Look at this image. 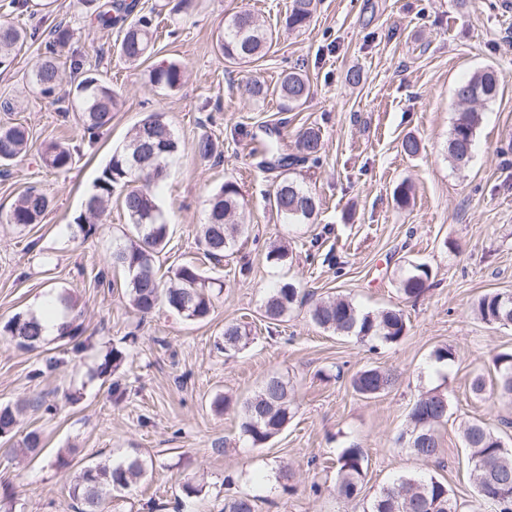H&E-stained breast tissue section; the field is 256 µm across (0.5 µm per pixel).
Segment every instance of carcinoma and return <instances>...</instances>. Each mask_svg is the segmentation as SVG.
Masks as SVG:
<instances>
[{
	"label": "carcinoma",
	"mask_w": 512,
	"mask_h": 512,
	"mask_svg": "<svg viewBox=\"0 0 512 512\" xmlns=\"http://www.w3.org/2000/svg\"><path fill=\"white\" fill-rule=\"evenodd\" d=\"M92 10L94 19L104 28L120 26L117 52L131 67H138L151 57L155 37L152 18L147 15L132 17L136 0H83ZM316 0H290L285 25L292 31H302L313 18ZM27 39V32L7 21L0 23V69L11 67L16 50ZM272 31L258 16L249 12L236 13L227 26L218 31L216 48L231 64L248 65L267 53L272 44ZM73 32L60 24L51 32V56L45 58L29 75L30 84L45 98L55 96L63 81L61 71L52 54L58 48H70V68L79 76L71 85V109L77 113L84 130L96 136L112 124L113 113L119 111L122 100L118 92L102 82L90 69L84 68L83 55L72 48ZM184 72L176 62L162 63L150 71L151 82L164 90H177L183 84ZM504 77L491 66L474 72L454 88V97L461 105L453 122L447 143L448 160L457 170L465 169L472 161L477 130L482 113L474 103H488L500 93ZM244 92L256 101L268 97L278 100L283 112L299 108L310 94L306 76L292 70L281 75L269 86L259 80L245 84ZM179 142L157 112L144 114L128 131L121 148L113 152L96 182V191L89 196L86 209L77 221L80 231L89 236L95 231L112 197H117L129 218V231L123 241L112 250V265L127 274V294L130 304L141 315L151 314L165 307L191 321L207 319L214 307L213 282L200 268L188 263L178 267L168 280L159 277L154 254L168 243L169 224L156 199V189L163 179L158 163H168L177 153ZM324 149L319 130L309 127L296 141L297 154H285L272 144L262 151L271 155V165L280 170L271 207L287 224L314 222L320 209V199L304 182L295 179L290 169L299 160L319 162ZM28 151L25 130L19 126L0 125V164L24 156ZM76 147L56 141L44 144L41 161L49 169L67 172ZM49 193L29 189L20 194L6 215L9 224L25 227L38 224L50 210ZM241 191L237 183L226 181L208 200L207 221L201 225L200 244L204 257L216 264L224 260V253L232 249L245 225L238 222ZM431 271L424 263L411 265L401 281V291L407 297H419L427 288ZM69 321L61 338L73 339L84 331L80 322L82 311L72 295L58 296ZM302 303L301 289L284 283L272 290L263 309L264 317L279 321L296 305ZM477 316L485 323L498 324L506 317L512 320V303H504L499 294L488 293L475 304ZM311 321L319 328L336 334L353 336L361 342L396 343L405 335L407 324L397 309L363 312L350 300L336 297L316 302L310 309ZM0 336H8L16 346L27 351L45 343L43 328L33 313L17 314L0 329ZM248 333L239 324L224 327V350H238L246 344ZM494 377L486 380L474 376L469 384L472 395L482 398L491 391L498 398L512 402V352H500L492 357ZM395 377L388 371L366 368L351 378L353 390L370 399L388 389ZM293 400L287 383L279 377L269 378L262 389L247 399L242 406L240 435L253 448H258L276 437L293 417ZM448 395L432 389L420 395L408 415V425L397 437V442L421 440L410 452L424 461L439 458L441 441L439 429L448 421ZM21 409L6 405L0 407V438L12 435ZM464 448L468 451L479 504H493L498 512H512V445L490 426L480 420H468L461 425ZM365 456L359 448H345L336 457L338 496L352 501L357 497L364 474ZM145 475L143 461L131 457L117 466L96 464L84 468L71 489L76 512H103L105 501L112 492L125 490ZM366 512H458L457 501L448 485L431 474H401L383 486L366 507Z\"/></svg>",
	"instance_id": "1"
}]
</instances>
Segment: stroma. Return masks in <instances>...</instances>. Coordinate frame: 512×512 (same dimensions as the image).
Returning a JSON list of instances; mask_svg holds the SVG:
<instances>
[{
    "mask_svg": "<svg viewBox=\"0 0 512 512\" xmlns=\"http://www.w3.org/2000/svg\"><path fill=\"white\" fill-rule=\"evenodd\" d=\"M0 20L34 31L12 66L0 74V124L22 125L30 151L0 173V325L35 310L46 298L69 292L83 308L84 332L70 344L46 341L26 351L0 336V404L34 401L8 447L0 448V512H74L69 489L84 467L116 465L140 457L146 475L106 503L105 512H222L228 501L249 497L255 512H362L393 476L427 472L448 484L459 512H495L476 505L460 424L481 420L512 443V403L478 399L474 375L492 377L491 357L512 352V327L487 324L473 304L487 293H512V0H319L310 26L288 31L289 0H137L138 11L160 24L149 63L132 68L117 56L118 30L86 17L78 0L52 7L5 9ZM249 10L273 33L267 54L247 67L224 60L214 45L220 22ZM75 31L85 64L97 69L122 96L111 127L89 138L67 112L66 88L55 97L33 92L28 75L46 52L58 23ZM175 61L185 80L176 91L154 86L152 66ZM505 82L498 98L481 105L482 122L468 168L452 167L446 143L458 106L455 85L484 66ZM302 70L311 94L284 112L275 98L253 101L240 92L258 79L275 84ZM362 74L346 82L348 70ZM162 112L180 142L158 203L169 241L154 257L159 274L186 263L202 265L223 283L208 320L192 322L157 309L140 316L112 270V247L127 217L111 203L91 236L76 219L113 150L143 112ZM320 130L318 163L301 162L299 180L321 205L311 224L283 223L269 196L279 178L256 152L265 138L296 151L305 128ZM223 146L222 157L195 152L201 134ZM420 142L404 154L406 136ZM58 140L76 145L70 171L43 167L39 151ZM241 188L239 221L246 226L224 261H205L198 231L206 200L224 181ZM412 186L409 206L393 192ZM31 187L50 192L41 223H3L17 197ZM287 242L288 263L267 262L272 242ZM429 266L431 286L409 299L400 290L408 262ZM291 282L310 300L345 297L360 310H402L404 337L368 344L332 334L311 321L308 306L280 322L262 310L270 288ZM245 321L252 332L236 353L217 350L225 324ZM448 347L453 360L438 362ZM126 355L117 371H102L111 349ZM366 367L391 371L395 384L365 399L351 377ZM288 384L295 415L280 435L260 448L240 436L243 402L270 377ZM126 387L113 400V384ZM448 396V421L440 429L442 454L423 462L401 447L417 397L430 389ZM232 400L216 413L217 397ZM33 429L42 433L37 456L16 457L15 447ZM362 448L368 467L356 500L336 497L340 449ZM203 484L186 497V481Z\"/></svg>",
    "mask_w": 512,
    "mask_h": 512,
    "instance_id": "1",
    "label": "stroma"
}]
</instances>
